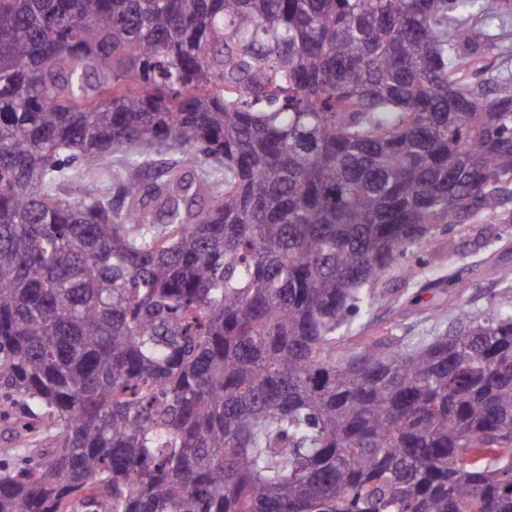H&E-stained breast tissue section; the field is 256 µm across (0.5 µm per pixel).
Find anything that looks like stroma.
<instances>
[{"label": "stroma", "instance_id": "stroma-1", "mask_svg": "<svg viewBox=\"0 0 512 512\" xmlns=\"http://www.w3.org/2000/svg\"><path fill=\"white\" fill-rule=\"evenodd\" d=\"M416 275L404 276L406 267ZM512 201L491 215L439 227L421 251L408 255L379 281L372 308L350 318L340 346L350 352L362 337L415 342L447 333L458 309L478 314L512 303Z\"/></svg>", "mask_w": 512, "mask_h": 512}]
</instances>
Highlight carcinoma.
Segmentation results:
<instances>
[{
    "label": "carcinoma",
    "mask_w": 512,
    "mask_h": 512,
    "mask_svg": "<svg viewBox=\"0 0 512 512\" xmlns=\"http://www.w3.org/2000/svg\"><path fill=\"white\" fill-rule=\"evenodd\" d=\"M504 11L0 0V512H512V305L336 345L512 199ZM489 33L496 35L500 50L489 52L483 62V67L476 72V75H473L474 80H481L491 74L512 70V24L509 23L501 29L497 25H493L489 29Z\"/></svg>",
    "instance_id": "1"
}]
</instances>
